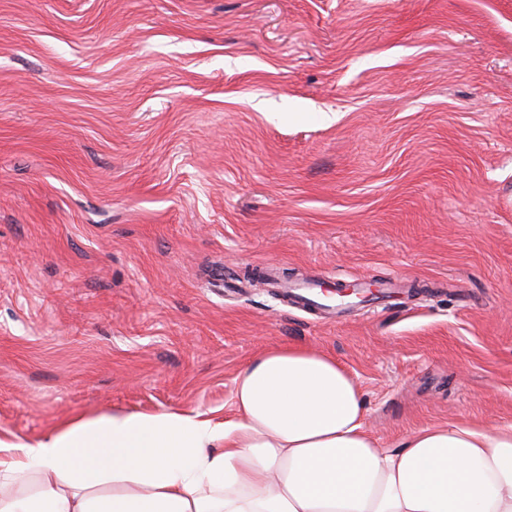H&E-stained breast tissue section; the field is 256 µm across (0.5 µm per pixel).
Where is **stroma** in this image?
Returning a JSON list of instances; mask_svg holds the SVG:
<instances>
[{
	"label": "stroma",
	"mask_w": 512,
	"mask_h": 512,
	"mask_svg": "<svg viewBox=\"0 0 512 512\" xmlns=\"http://www.w3.org/2000/svg\"><path fill=\"white\" fill-rule=\"evenodd\" d=\"M292 344L380 447L512 422V0H0V438L220 420Z\"/></svg>",
	"instance_id": "stroma-1"
}]
</instances>
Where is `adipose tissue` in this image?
<instances>
[{
    "mask_svg": "<svg viewBox=\"0 0 512 512\" xmlns=\"http://www.w3.org/2000/svg\"><path fill=\"white\" fill-rule=\"evenodd\" d=\"M234 410L115 412L0 439V512H512V423L425 426L379 447L335 358L273 348Z\"/></svg>",
    "mask_w": 512,
    "mask_h": 512,
    "instance_id": "1",
    "label": "adipose tissue"
}]
</instances>
